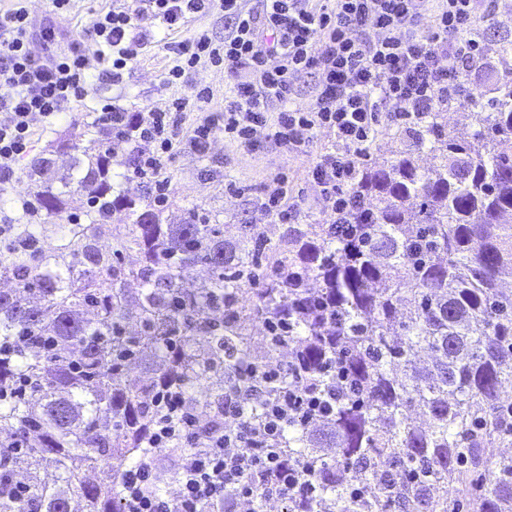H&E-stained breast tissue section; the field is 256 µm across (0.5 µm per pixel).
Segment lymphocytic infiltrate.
<instances>
[{
	"label": "lymphocytic infiltrate",
	"instance_id": "lymphocytic-infiltrate-1",
	"mask_svg": "<svg viewBox=\"0 0 512 512\" xmlns=\"http://www.w3.org/2000/svg\"><path fill=\"white\" fill-rule=\"evenodd\" d=\"M428 0H112L86 30V43L40 52L34 39L55 40L53 27L34 28L25 0L0 7V187L18 178V163L30 151L35 120L53 123L70 104L83 101L92 73L121 82L123 73L146 46L137 22L161 23L166 31L182 29L190 19L221 10L230 22L223 41L205 33L171 44L173 64L166 86L184 83L198 65L246 66L240 83L219 112L188 118L190 101L207 102L200 90L162 107H128L110 99L94 109L92 125L104 147L127 150L125 181L147 188L156 205L167 201V168L178 148L207 154L217 134L251 147L264 136L276 149L305 151L318 133L334 139L308 172L326 206L329 223L342 222L341 201L377 133L379 113L388 124L408 128L424 113L455 101L463 76L482 70L485 49L474 36L478 23L474 0H440L426 18ZM317 80L313 106L293 107L296 75ZM283 371L273 363L262 382L224 396V430L202 451L181 462L175 492L150 495L149 464L126 471L121 493L124 512H244L256 499L255 483L266 487L265 503L306 497L309 485L300 466L288 462L271 445L291 421H309L321 399L303 387L285 390L269 403L260 425L244 417L245 406L261 385ZM152 434L155 446L188 442L195 424L187 420L180 394L165 390Z\"/></svg>",
	"mask_w": 512,
	"mask_h": 512
}]
</instances>
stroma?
<instances>
[{"label":"stroma","mask_w":512,"mask_h":512,"mask_svg":"<svg viewBox=\"0 0 512 512\" xmlns=\"http://www.w3.org/2000/svg\"><path fill=\"white\" fill-rule=\"evenodd\" d=\"M109 3L110 0H75L71 11L57 15L51 14L49 0H27L26 5L35 23L52 18L62 43L66 44L84 40L85 29L96 12ZM172 58L163 41L152 38L143 55L125 71L122 83L114 85L94 80L83 103L68 109L54 124L38 128L29 156L19 164V179L0 196V213L20 214L21 198L33 193L35 183L29 177L33 158L50 154L58 167H66L70 156L61 151V144L81 147L95 137L96 132L89 125L86 114L99 100L118 97L126 105L152 107L160 105L163 99L188 95L195 88L206 87L212 92L206 107L216 111L223 109L225 97L232 95L236 85L246 77L241 69L203 66L192 72L184 85L168 89L163 85V76ZM330 144V136L322 132L307 150L289 154L261 139L254 146L244 148L224 138H215L208 157L184 152L170 163L167 169L168 200L163 217L166 222L178 223L186 208L195 206L216 215L224 226L225 237H239L242 225L253 222L264 186L276 175L283 174L295 196L296 211L287 221L276 217L268 219L258 225L259 231L275 241L289 224L324 223L327 219L325 205L308 183L307 176L312 163Z\"/></svg>","instance_id":"stroma-1"}]
</instances>
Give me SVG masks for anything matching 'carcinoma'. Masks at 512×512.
Segmentation results:
<instances>
[{
    "instance_id": "1",
    "label": "carcinoma",
    "mask_w": 512,
    "mask_h": 512,
    "mask_svg": "<svg viewBox=\"0 0 512 512\" xmlns=\"http://www.w3.org/2000/svg\"><path fill=\"white\" fill-rule=\"evenodd\" d=\"M490 53L494 96L465 98L471 128L450 132L437 111L397 136L407 145L357 170L342 235L290 226L273 244L251 224L248 249L196 207L164 224L153 202L115 190L97 139L60 186L37 185L38 224L63 219L73 184L107 214L87 211L49 251L0 260L13 283L0 290V394L27 386L0 398V512H75L77 500L82 512H123L125 471L144 460L148 491H164L224 430V392L247 385L240 370L261 371L281 348L288 368L249 408L252 423L288 385L335 399L273 442L315 489L284 512H454L462 496L477 512H512V457L483 472L489 449L512 443V290L501 287L512 274V42ZM116 208L129 223L104 250ZM132 249L140 260L126 267ZM197 266L209 278L188 288ZM281 319L288 332L257 355L253 325ZM133 366L141 376L129 379ZM167 386L196 418L192 445L150 444L152 394Z\"/></svg>"
}]
</instances>
